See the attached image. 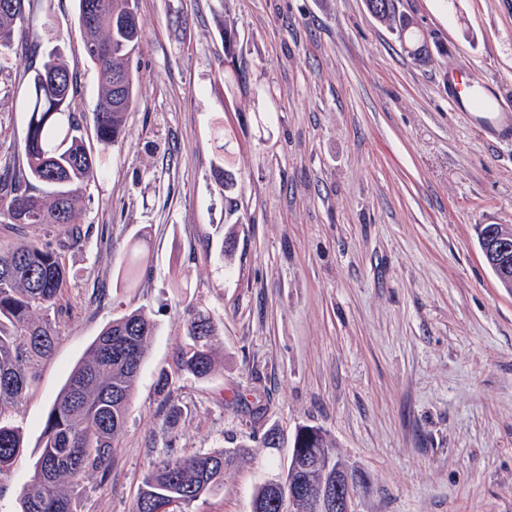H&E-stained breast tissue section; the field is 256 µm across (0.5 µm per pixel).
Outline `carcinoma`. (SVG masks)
I'll list each match as a JSON object with an SVG mask.
<instances>
[{
  "label": "carcinoma",
  "instance_id": "carcinoma-1",
  "mask_svg": "<svg viewBox=\"0 0 512 512\" xmlns=\"http://www.w3.org/2000/svg\"><path fill=\"white\" fill-rule=\"evenodd\" d=\"M37 0H0V57L11 49L15 31ZM372 18L394 34L417 62L431 58L417 24L401 13L397 0H366ZM136 0H77L78 30L84 58L98 75L95 135L98 142L123 138L126 116L137 94L134 62L143 43L140 21L127 23ZM237 51L236 28L224 23V57ZM26 81V128L21 160L4 167L0 181V218L8 224H51L60 242L20 241L0 251V473L23 447V432L12 411L37 383L40 368L55 352L59 336L51 312L67 281L64 249L80 244L84 191L98 175L75 113L71 66L59 49H51L41 65L23 75ZM157 326L142 309L112 320L73 368L56 395L42 431L35 474L20 496L21 512H77L83 477L90 471L105 478L124 435L136 380ZM187 342L177 370L197 379L216 365L219 325L208 312L196 310L185 323ZM236 448L180 455L166 453L143 477L130 512H190L199 500L224 490V473L247 459ZM309 456L308 465L288 464V486L318 484L326 458L338 459L327 433L300 426L292 458ZM270 484L253 493L263 512H288V500L274 505Z\"/></svg>",
  "mask_w": 512,
  "mask_h": 512
}]
</instances>
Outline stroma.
Here are the masks:
<instances>
[{"instance_id":"obj_1","label":"stroma","mask_w":512,"mask_h":512,"mask_svg":"<svg viewBox=\"0 0 512 512\" xmlns=\"http://www.w3.org/2000/svg\"><path fill=\"white\" fill-rule=\"evenodd\" d=\"M400 8L445 54L415 62L365 0H137L138 96L124 138L103 145L76 0H40L0 60V167L24 137L19 80L36 37L72 64V109L101 174L67 254L55 354L16 412L24 446L0 474V512H18L71 369L136 308L157 330L112 470L85 475L78 512H129L167 448L241 443L250 463L192 512H251L255 488L286 474L301 425L326 431L358 476L356 512H512V290L477 241L478 225L512 224V140L448 96L464 69L512 109V0ZM139 247L137 285L118 283ZM191 308L219 321L221 359L165 396L157 381Z\"/></svg>"}]
</instances>
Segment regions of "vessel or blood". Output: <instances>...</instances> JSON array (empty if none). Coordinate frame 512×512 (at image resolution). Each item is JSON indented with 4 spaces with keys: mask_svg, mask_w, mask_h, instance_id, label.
Returning <instances> with one entry per match:
<instances>
[{
    "mask_svg": "<svg viewBox=\"0 0 512 512\" xmlns=\"http://www.w3.org/2000/svg\"><path fill=\"white\" fill-rule=\"evenodd\" d=\"M451 81L455 88L452 105L456 111L470 113L482 130L502 134L512 131V114L504 109L492 85L473 81L461 70L452 74Z\"/></svg>",
    "mask_w": 512,
    "mask_h": 512,
    "instance_id": "obj_1",
    "label": "vessel or blood"
}]
</instances>
